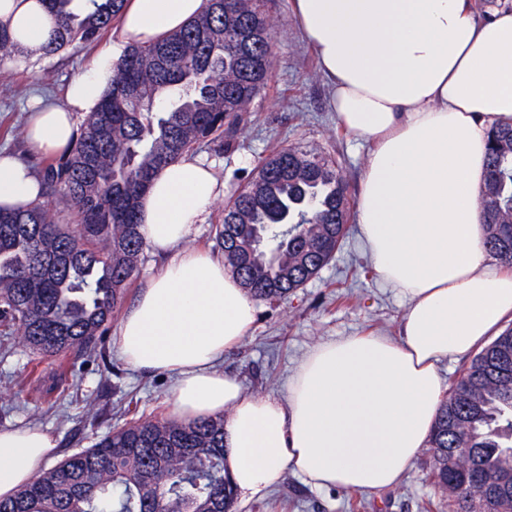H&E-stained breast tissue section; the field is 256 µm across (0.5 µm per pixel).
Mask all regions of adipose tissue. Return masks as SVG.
Listing matches in <instances>:
<instances>
[{
	"instance_id": "ef3b65f1",
	"label": "adipose tissue",
	"mask_w": 512,
	"mask_h": 512,
	"mask_svg": "<svg viewBox=\"0 0 512 512\" xmlns=\"http://www.w3.org/2000/svg\"><path fill=\"white\" fill-rule=\"evenodd\" d=\"M205 0H126L113 46L33 112L38 154L66 152L77 117L114 75L116 49L163 40ZM339 124L370 143L356 221L378 278L405 304L398 339L343 336L300 361L279 400L246 394L217 367L256 313L223 260L187 248L224 193L213 164L185 154L138 203L139 233L168 263L121 319L115 346L141 372L172 379L175 416L224 419V464L242 502L264 499L285 470L319 490L396 486L426 445L444 386L439 364L471 353L512 320V271L491 261L479 220L488 136L512 123V6L481 16L474 0H290ZM0 28L35 50L52 32L48 0H0ZM42 199L37 175L0 152V207ZM40 428H0V498L51 464Z\"/></svg>"
}]
</instances>
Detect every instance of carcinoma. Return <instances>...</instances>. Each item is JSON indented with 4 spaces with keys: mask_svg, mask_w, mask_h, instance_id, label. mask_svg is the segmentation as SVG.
Returning <instances> with one entry per match:
<instances>
[{
    "mask_svg": "<svg viewBox=\"0 0 512 512\" xmlns=\"http://www.w3.org/2000/svg\"><path fill=\"white\" fill-rule=\"evenodd\" d=\"M49 0L50 56L91 43L126 0ZM264 0H206L186 28L130 46L71 149L40 168L44 200L0 208V327L47 358L99 352L146 244L137 208L151 177L204 145H227L271 68ZM0 29V64L23 56ZM348 185L328 157L294 146L265 157L215 229V248L256 300H284L315 278L349 233ZM66 198L77 224H59ZM479 217L490 255L512 268V125L490 133ZM432 477L453 512H512V326L476 353L443 399L429 437ZM486 489L469 490L467 469ZM233 512L224 417L134 419L0 499V512Z\"/></svg>",
    "mask_w": 512,
    "mask_h": 512,
    "instance_id": "obj_1",
    "label": "carcinoma"
}]
</instances>
